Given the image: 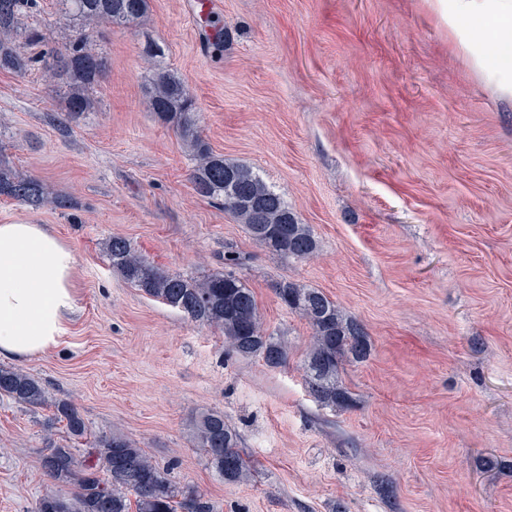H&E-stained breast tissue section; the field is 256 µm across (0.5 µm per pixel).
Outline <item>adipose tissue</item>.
Listing matches in <instances>:
<instances>
[{"mask_svg":"<svg viewBox=\"0 0 512 512\" xmlns=\"http://www.w3.org/2000/svg\"><path fill=\"white\" fill-rule=\"evenodd\" d=\"M499 94L512 96V0H423ZM73 249L43 224H0V361L54 349L77 308Z\"/></svg>","mask_w":512,"mask_h":512,"instance_id":"ef3b65f1","label":"adipose tissue"}]
</instances>
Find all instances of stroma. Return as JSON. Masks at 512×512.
Returning <instances> with one entry per match:
<instances>
[{"mask_svg":"<svg viewBox=\"0 0 512 512\" xmlns=\"http://www.w3.org/2000/svg\"><path fill=\"white\" fill-rule=\"evenodd\" d=\"M213 2L218 54L192 0H149L145 18L102 28L109 69L66 137V85L0 71V153L76 203L0 199V224L50 225L74 249L81 285L60 344L21 369L216 512H512V97L470 70L420 0ZM34 20L54 46L83 27L58 0ZM150 42L193 92L214 152L311 226L312 259L269 252L196 194L190 152L149 103ZM114 235L187 276L244 255L237 273L286 366L232 353L220 331L127 285L104 249ZM283 278L366 328L370 356L343 373L354 408L310 394L312 330L276 297ZM212 410L240 437L244 482L194 444ZM48 415L0 398V512H34L56 489L40 465Z\"/></svg>","mask_w":512,"mask_h":512,"instance_id":"obj_1","label":"stroma"}]
</instances>
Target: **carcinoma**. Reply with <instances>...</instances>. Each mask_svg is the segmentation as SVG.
Here are the masks:
<instances>
[{
    "mask_svg": "<svg viewBox=\"0 0 512 512\" xmlns=\"http://www.w3.org/2000/svg\"><path fill=\"white\" fill-rule=\"evenodd\" d=\"M64 13L91 27L123 26L141 18L148 0H61ZM38 10V0H0V70L25 74L42 69L50 79L68 84L65 118L57 128L66 135L71 124L91 111L93 92L108 67L93 34L80 32L58 47H44L45 37L37 25L21 27L27 13ZM153 63L150 106L156 116L173 127L190 149L194 168L190 174L196 193L224 206L260 246L284 259L304 261L317 251V240L307 224L299 223L283 196L273 190L250 167L215 153L198 128L199 107L185 81L161 64L162 48L148 44L143 50ZM0 197L32 209L51 204L60 210L75 207L66 195L52 196L46 183L23 175L0 156ZM112 270L131 287L182 313L191 321L221 330L237 354L259 357L270 368L286 364L288 353L266 333L255 294L236 275L234 268L245 258L224 253L226 271L202 279L171 273L138 253L121 236L106 244ZM281 304L305 318L312 329L303 360L308 388L320 403L350 407L351 392L341 381L343 363L363 362L371 353L370 337L354 319L345 317L322 291L281 279L275 284ZM0 396L30 409H52L44 430L63 424L69 439L88 440L85 458L74 449L45 438L41 468L54 482L71 489L66 497L49 493L41 497L34 512H213L212 504L197 490L180 487L167 471L152 463L130 438L99 433L88 439V422L71 401L50 399L43 384L16 368L0 366ZM194 441L211 467L226 482L247 478L248 465L238 451L239 437L224 420V413L211 411L196 423Z\"/></svg>",
    "mask_w": 512,
    "mask_h": 512,
    "instance_id": "cac0c4a2",
    "label": "carcinoma"
}]
</instances>
